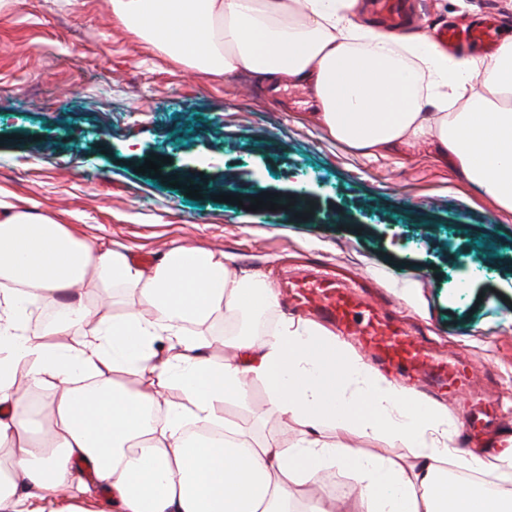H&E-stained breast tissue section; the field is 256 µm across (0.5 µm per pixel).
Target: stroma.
<instances>
[{
    "instance_id": "stroma-1",
    "label": "stroma",
    "mask_w": 512,
    "mask_h": 512,
    "mask_svg": "<svg viewBox=\"0 0 512 512\" xmlns=\"http://www.w3.org/2000/svg\"><path fill=\"white\" fill-rule=\"evenodd\" d=\"M398 6L406 36L487 11L512 21V0ZM314 110L305 84L275 90L247 72L201 75L173 61L114 19L109 0L0 9V193L89 237L107 228L138 261L178 243L224 253L275 284L299 264L362 273L436 356L469 358L490 374L496 413L512 425V212L477 194L434 144L364 156L324 134ZM154 154L209 192L191 205L168 179L140 173ZM269 193L303 206L250 211ZM408 288L418 303L405 301ZM224 417L261 437L293 442L302 431L281 424L260 383L246 401L226 402ZM328 436L407 470L417 463L386 432ZM329 473L319 487L295 478L293 495L357 497L351 470Z\"/></svg>"
}]
</instances>
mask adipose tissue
<instances>
[{
	"label": "adipose tissue",
	"instance_id": "obj_1",
	"mask_svg": "<svg viewBox=\"0 0 512 512\" xmlns=\"http://www.w3.org/2000/svg\"><path fill=\"white\" fill-rule=\"evenodd\" d=\"M357 0H112L113 17L176 62L206 75L245 70L306 84L329 137L365 156L430 142L481 195L512 212V42L448 61L421 43L354 20ZM434 111H424L425 101ZM460 103L457 112L449 103ZM130 295L102 315L82 288ZM278 293L223 253L172 245L151 266L100 237L0 198V512H292L290 474L351 468L362 490L344 512H512V499L449 488L448 420L410 388L369 372L328 329L281 315L263 335L233 331V357L211 361L197 329L261 321ZM57 318L30 330L34 308ZM81 331L78 345L62 336ZM262 383L295 443L256 441L225 423L224 402ZM178 387L170 401L165 390ZM40 394L48 414L34 428ZM366 437L387 431L417 449L405 471L361 457L323 423ZM223 428L191 441L190 428ZM84 486L88 500L61 502Z\"/></svg>",
	"mask_w": 512,
	"mask_h": 512
}]
</instances>
